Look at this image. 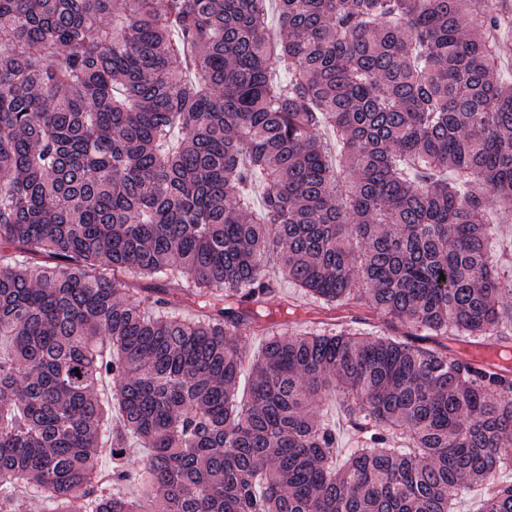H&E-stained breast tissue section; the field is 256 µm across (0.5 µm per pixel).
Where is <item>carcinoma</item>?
<instances>
[{
	"label": "carcinoma",
	"instance_id": "1",
	"mask_svg": "<svg viewBox=\"0 0 512 512\" xmlns=\"http://www.w3.org/2000/svg\"><path fill=\"white\" fill-rule=\"evenodd\" d=\"M267 2L0 0V512H512V376L446 345L512 329V0H275L273 40ZM271 251L345 327L271 337L242 401ZM323 414L331 421H336V432L338 437V454L341 461L345 454L349 451L350 445L346 444L347 436L345 429V420L341 415V410L336 403H329L323 408Z\"/></svg>",
	"mask_w": 512,
	"mask_h": 512
}]
</instances>
